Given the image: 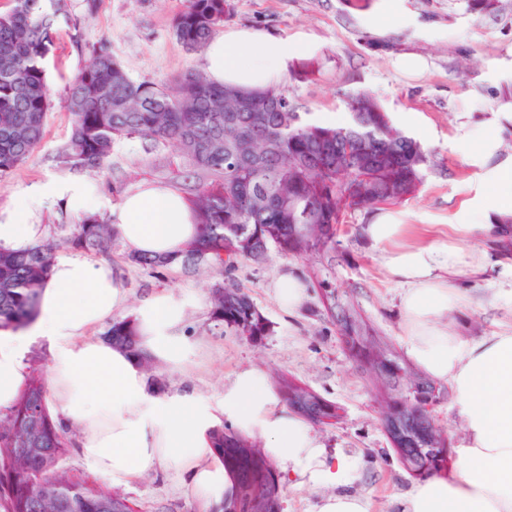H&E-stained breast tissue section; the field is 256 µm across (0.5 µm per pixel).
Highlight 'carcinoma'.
<instances>
[{"instance_id": "carcinoma-1", "label": "carcinoma", "mask_w": 512, "mask_h": 512, "mask_svg": "<svg viewBox=\"0 0 512 512\" xmlns=\"http://www.w3.org/2000/svg\"><path fill=\"white\" fill-rule=\"evenodd\" d=\"M57 4L14 0L0 13V180L43 139L53 105L45 64L56 48ZM232 11L231 0H185L173 16V34L187 50L201 51ZM86 46L90 63L68 86L73 125L62 159L74 168H100L117 141L136 137L177 146L204 179L189 198L200 233L181 252L185 270L219 274L243 261L259 263L272 250L293 257L324 252L336 246L343 212L406 201L423 182L429 154L393 126L369 92L347 95L345 123L321 126L298 111L280 86H219L195 72L168 83H138L107 43ZM340 142L350 152L336 153ZM58 230L21 252L0 248V330L22 329L35 318L60 247L108 256L118 241L97 214ZM128 260L152 270L170 267L161 257ZM209 292L216 324L254 344L273 333L243 289L215 279ZM345 315L341 339L379 387L381 422L393 455L417 480L448 475V435L426 410L447 399L448 387L414 370L380 337L366 334L355 311ZM103 338L152 368L132 317L112 320ZM26 370L17 399L0 409V512H136L124 493L59 465L69 441L49 411L45 368L31 358ZM296 382L284 372L273 376L293 412L328 425L336 413L327 409L336 404L315 391L296 400ZM208 438L233 483L231 494L211 512H283L282 475L253 438L226 424L210 430Z\"/></svg>"}]
</instances>
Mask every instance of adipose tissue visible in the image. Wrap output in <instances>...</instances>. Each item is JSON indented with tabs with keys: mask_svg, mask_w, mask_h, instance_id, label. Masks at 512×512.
Wrapping results in <instances>:
<instances>
[{
	"mask_svg": "<svg viewBox=\"0 0 512 512\" xmlns=\"http://www.w3.org/2000/svg\"><path fill=\"white\" fill-rule=\"evenodd\" d=\"M302 51L291 39L264 32L227 30L203 55L217 85L262 88L278 83ZM87 215L107 209L108 221L127 253L163 256L179 264L184 246L199 234L195 216L174 188L144 183L115 206L102 205L97 184L86 178L50 180L20 190L0 211V247L23 250L45 235L36 214L47 201ZM470 224L416 227L392 213L377 215L360 232L380 253L381 265L401 288V338L409 357L454 393L464 435L454 476L415 485L399 512H512V326L466 341L449 329V313L466 307L473 284L495 278L492 302L512 314V254L500 248L512 228V162L496 171V192ZM118 267L71 254L56 259L41 291L38 316L25 331H0V408L10 407L25 381L23 359L37 343L50 353V409L76 426L81 456L117 486L140 480L147 469L176 466L186 489L208 505L220 504L232 484L209 448L208 432L221 424L262 440L266 454L294 487L330 486L316 512H372L349 493L356 460L329 453L314 430L271 390L265 371L238 370L218 401L185 390L160 394L131 355L88 332L124 308ZM199 297L159 292L133 316L141 348L156 360L187 364L182 331Z\"/></svg>",
	"mask_w": 512,
	"mask_h": 512,
	"instance_id": "1",
	"label": "adipose tissue"
}]
</instances>
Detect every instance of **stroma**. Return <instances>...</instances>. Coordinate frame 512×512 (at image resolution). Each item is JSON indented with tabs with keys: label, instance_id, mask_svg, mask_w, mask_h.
<instances>
[{
	"label": "stroma",
	"instance_id": "35a3bbf8",
	"mask_svg": "<svg viewBox=\"0 0 512 512\" xmlns=\"http://www.w3.org/2000/svg\"><path fill=\"white\" fill-rule=\"evenodd\" d=\"M185 0H61L66 16L57 29V49L46 63L53 107L43 140L34 154L0 181V210L22 188L73 175L57 152L69 139L72 115L66 86L88 63V43L106 41L114 57L138 82H167L202 68V52L176 40L171 19ZM229 29H253L301 42L302 54L289 60L280 81L303 112L347 117V94L372 92L392 123L417 140L430 164L418 194L398 203L408 224H467L465 202L483 206L495 193L492 174L512 158V0L476 14L468 0H369L358 9L350 0H232ZM311 76H304V69ZM477 129L497 132L499 148L489 155H467L463 136ZM106 205L144 180L172 186L191 197L200 182L172 145L149 139L118 141L103 171L92 172ZM376 208L345 213L336 250L312 256L270 253L260 263L243 262L224 274L225 283L243 288L274 332L259 345L216 326L210 319L207 273L174 267L157 273L125 261L115 246L110 264L125 268L128 293L124 315L150 293L170 289L202 300L184 327L192 354L182 367L158 364L165 389L183 388L218 398L240 368L291 374L336 403L342 417L318 427L328 449L356 458L359 477L353 492L366 497L373 512H394L397 498L415 480L384 451L378 391L345 349L336 321V302H352L377 336L404 351L400 328V288L383 272L379 253L359 232L372 223ZM292 264L308 286L309 298L292 316L275 303L270 285L285 264ZM479 301L455 321L469 339L491 335L507 314ZM138 512H210L193 498L176 467L152 468L125 488Z\"/></svg>",
	"mask_w": 512,
	"mask_h": 512
}]
</instances>
